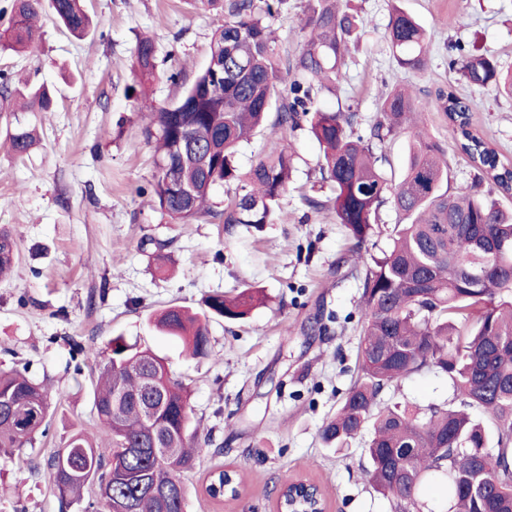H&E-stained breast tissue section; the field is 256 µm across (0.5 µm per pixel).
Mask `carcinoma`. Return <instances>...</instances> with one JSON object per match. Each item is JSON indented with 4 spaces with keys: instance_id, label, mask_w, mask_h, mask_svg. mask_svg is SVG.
<instances>
[{
    "instance_id": "1",
    "label": "carcinoma",
    "mask_w": 512,
    "mask_h": 512,
    "mask_svg": "<svg viewBox=\"0 0 512 512\" xmlns=\"http://www.w3.org/2000/svg\"><path fill=\"white\" fill-rule=\"evenodd\" d=\"M82 0H12L0 47L31 46L43 9L76 36L91 19ZM221 5L224 22L212 36L210 58L180 97L151 109L144 135L154 149L153 201L182 223L213 213L212 192L235 185L224 200V230L272 224L288 191L295 153L283 143L242 172L233 163L276 110L275 125L296 131L307 122L322 153V179L332 185L336 223L352 242V264L362 273L357 378L336 413L320 428L337 450L371 430L362 480L387 498L394 512H421L429 481L446 486L443 512H512V212L483 194L488 183L512 198V160L470 120L471 102L455 91L437 93L443 139L421 127L428 103L406 86L381 97L369 137L353 133L354 112L317 107L318 95L347 80L345 53L358 39L359 18L337 0H313L301 27L298 53L281 69L273 31L255 0H200ZM386 38L397 65L424 69L427 35L416 19L393 5ZM460 70L473 87L512 98V70L484 54H463ZM131 68L139 93L158 77L155 41L137 39ZM0 111L9 118V151L29 153L35 128L21 112H49L54 94L45 85L11 88L0 74ZM405 136L408 155L400 180L383 172L386 158L370 141ZM453 142L475 170L469 184L448 187L447 148ZM391 203L402 221L388 229L390 249L371 262L361 249L375 232L378 210ZM16 259L11 231L0 226V274ZM264 303L245 288L228 297L204 296L191 313L169 306L152 320L181 340L195 359L210 354L209 323L239 322ZM93 410L104 438L73 433L48 461L49 478L65 504L92 498L84 512H186L182 475L206 451L193 427L190 393L163 358L148 348L108 340L100 353ZM432 372L448 379L452 399L420 409L385 397L399 381ZM50 391L27 370H0V458L33 444L51 421Z\"/></svg>"
}]
</instances>
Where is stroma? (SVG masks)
<instances>
[{"label":"stroma","mask_w":512,"mask_h":512,"mask_svg":"<svg viewBox=\"0 0 512 512\" xmlns=\"http://www.w3.org/2000/svg\"><path fill=\"white\" fill-rule=\"evenodd\" d=\"M428 33L423 71L397 68L384 38L392 2ZM363 34L346 57L349 79L321 94L320 108L353 112L356 133L373 123L385 87L412 84L432 106L426 130L444 133L434 101L453 89L472 104L471 122L512 159V100L461 81L448 61L459 50L494 56L512 68V0H351ZM95 27L81 39L42 18L27 52L0 51V71L55 92L52 111L37 120L39 142L13 156L0 121V225L13 233L18 259L0 279V368H26L51 389L53 417L33 446L0 460V512H82L62 506L48 459L77 430L98 435L93 388L98 354L115 335L150 347L191 394L193 419L212 443L183 476L187 512H274L284 478L306 479L324 494L328 512H392L388 499L366 486L368 434L331 451L320 427L356 377L361 280L337 269L348 241L324 204L319 148L308 130L290 141L295 172L281 215L262 229L224 232L216 214L226 188L212 195L214 216L183 224L157 210L151 196L153 149L143 135L153 106L180 96L207 64L222 14L196 0H86ZM308 0H286L269 17L281 60L299 50V19ZM158 47L160 76L146 95L127 89L138 36ZM181 73L179 84L166 71ZM321 208L309 207V199ZM166 271H155L157 244ZM263 290L266 305L242 322L209 324L211 354L184 355L180 340L157 332L152 313L171 305L198 309L214 292ZM78 368H71L70 359ZM417 406L447 402V379L429 373L402 382ZM241 476L237 498L216 500L205 485L211 472Z\"/></svg>","instance_id":"35a3bbf8"}]
</instances>
